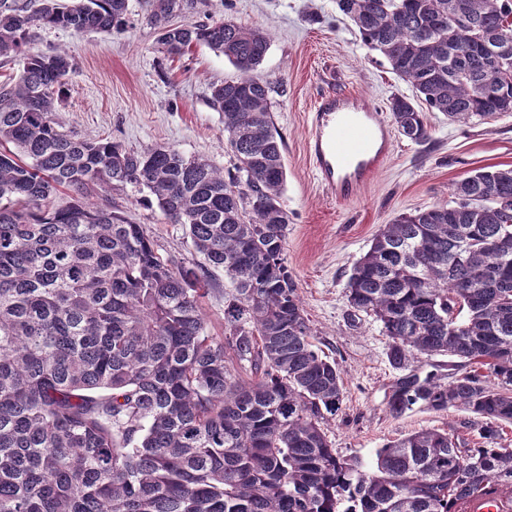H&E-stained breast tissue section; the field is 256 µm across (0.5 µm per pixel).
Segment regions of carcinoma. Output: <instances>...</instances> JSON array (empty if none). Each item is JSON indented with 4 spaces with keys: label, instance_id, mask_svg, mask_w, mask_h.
Masks as SVG:
<instances>
[{
    "label": "carcinoma",
    "instance_id": "carcinoma-1",
    "mask_svg": "<svg viewBox=\"0 0 512 512\" xmlns=\"http://www.w3.org/2000/svg\"><path fill=\"white\" fill-rule=\"evenodd\" d=\"M361 42L410 84L398 131L429 139L421 104L457 122L512 112V0H336ZM156 0L158 51L196 45L238 76L210 86L236 175L169 146L131 151L64 129L55 102L74 64L27 50L34 30L110 34L127 0H0V512H462L496 492L512 512V169L474 171L452 200L384 225L347 281L397 370L388 408L456 407L485 420V447L422 430L365 465L332 448L324 414L343 401L338 363L318 352L284 253L283 144L258 73L268 34L233 19L175 25ZM91 186L150 194L190 238L174 266L146 228L82 198ZM61 188L80 195L50 211ZM222 272L224 335L202 299ZM455 357L466 372L424 373ZM249 367L250 380L238 368Z\"/></svg>",
    "mask_w": 512,
    "mask_h": 512
}]
</instances>
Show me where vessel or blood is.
Returning <instances> with one entry per match:
<instances>
[{
  "mask_svg": "<svg viewBox=\"0 0 512 512\" xmlns=\"http://www.w3.org/2000/svg\"><path fill=\"white\" fill-rule=\"evenodd\" d=\"M307 149L325 193L347 201L390 157L393 141L382 113L353 97H321L310 115Z\"/></svg>",
  "mask_w": 512,
  "mask_h": 512,
  "instance_id": "vessel-or-blood-1",
  "label": "vessel or blood"
}]
</instances>
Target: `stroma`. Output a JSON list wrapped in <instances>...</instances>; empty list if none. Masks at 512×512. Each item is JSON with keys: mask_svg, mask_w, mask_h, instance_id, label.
<instances>
[{"mask_svg": "<svg viewBox=\"0 0 512 512\" xmlns=\"http://www.w3.org/2000/svg\"><path fill=\"white\" fill-rule=\"evenodd\" d=\"M176 24L231 18L270 36L259 68L271 86L275 126L285 143L287 181L282 203L288 213L286 263L320 352L344 371V399L324 429L337 453L372 463L386 443L422 429L459 437L467 447L481 441L483 421L462 409L413 408L392 414L387 407L395 370L386 355L380 322L354 313L346 285L354 263L384 224L403 213L450 201L452 185L473 170L512 167V112L488 120L452 122L427 112L430 139L416 143L394 134L389 161L348 201L322 191L305 142L308 115L326 91H349L388 111L391 98L413 89L388 63L360 41L336 0H185ZM152 0H128L125 31L76 34L60 28L36 30L33 51L64 47L76 72L57 117L66 130L106 138L125 148L162 145L185 156H203L235 172L224 142V121L209 103L210 86L236 77L222 54L193 47L171 60L155 49ZM88 196L144 225L172 264L194 255L182 228L131 187Z\"/></svg>", "mask_w": 512, "mask_h": 512, "instance_id": "1", "label": "stroma"}]
</instances>
